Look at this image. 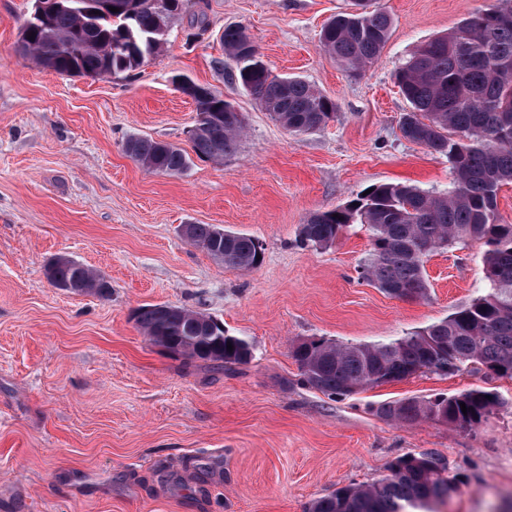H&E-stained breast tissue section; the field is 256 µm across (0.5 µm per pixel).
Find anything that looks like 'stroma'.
Listing matches in <instances>:
<instances>
[{
  "instance_id": "stroma-1",
  "label": "stroma",
  "mask_w": 512,
  "mask_h": 512,
  "mask_svg": "<svg viewBox=\"0 0 512 512\" xmlns=\"http://www.w3.org/2000/svg\"><path fill=\"white\" fill-rule=\"evenodd\" d=\"M495 0H373L392 21L358 77L322 49L323 25L354 0H204L163 50L117 79L62 77L15 52L32 0H0V512H307L347 485L380 479L405 453L458 476L437 512H512V380L422 373L330 398L299 382L303 339L376 343L424 328L484 294V247L429 256V296L406 301L362 282L366 225L303 245L312 215L366 188L429 193L453 179L446 156L405 139L409 105L395 70L417 46ZM246 27L276 74L301 77L336 104L324 127L288 132L225 72L221 35ZM180 75L245 116L235 153L192 159L170 177L123 151L133 135L190 148L193 100ZM184 224L256 239L242 271L185 242ZM65 255L97 269L109 295L53 288ZM146 304L209 314L253 347L248 364L186 368L151 345L130 315ZM486 387L503 407L479 425L400 423L381 404ZM207 473H199V465Z\"/></svg>"
}]
</instances>
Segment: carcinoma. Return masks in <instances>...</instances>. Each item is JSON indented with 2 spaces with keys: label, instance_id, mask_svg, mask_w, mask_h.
<instances>
[{
  "label": "carcinoma",
  "instance_id": "carcinoma-1",
  "mask_svg": "<svg viewBox=\"0 0 512 512\" xmlns=\"http://www.w3.org/2000/svg\"><path fill=\"white\" fill-rule=\"evenodd\" d=\"M43 16L26 15L15 51L60 76L120 77L139 68L167 41L174 21L205 14L198 0H112L117 11L95 13L87 0H44ZM500 2L477 11L447 33L417 47L399 67L395 81L411 110L403 136L448 157L453 182L430 194L416 187L380 184L345 206L314 214L300 229L301 242L332 244L351 224L371 231V250L360 279L393 297H428L425 260L448 245L477 240L485 247L489 292L448 318L396 339L348 344L320 338L292 351L301 383L328 397L351 396L374 384L418 372L448 375L464 370L488 379H512V224L497 208L501 186L512 183V13ZM361 11L340 13L322 28V49L343 71L359 76L380 55L390 29L389 15L355 0ZM35 39H30V34ZM229 76L291 133L313 131L332 120L336 104L306 81L272 74L245 28L224 29ZM196 100L192 149L200 159L222 161L232 153L244 126L230 119L224 96L206 86ZM125 153L142 168L177 176L190 157L171 143L131 136ZM185 240L227 267L248 271L262 263L259 243L215 224H190ZM51 285L75 294L106 296V277L70 260L46 267ZM132 318L148 341L184 365L197 362L231 369L252 358L243 336L228 334L216 319L166 304L137 308ZM233 350H227V345ZM467 412H462L460 404ZM502 405L493 391L472 388L453 396L407 399L381 405L384 416L404 422L443 421L472 428ZM457 490L445 463L424 454L391 461L387 474L368 485H349L315 499L308 512H410L432 508Z\"/></svg>",
  "mask_w": 512,
  "mask_h": 512
}]
</instances>
